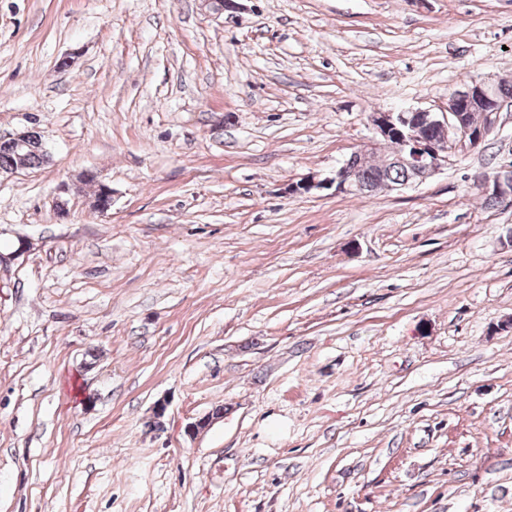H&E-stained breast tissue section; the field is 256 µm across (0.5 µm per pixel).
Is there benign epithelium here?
Segmentation results:
<instances>
[{"mask_svg": "<svg viewBox=\"0 0 512 512\" xmlns=\"http://www.w3.org/2000/svg\"><path fill=\"white\" fill-rule=\"evenodd\" d=\"M512 105V97L503 94L499 86L473 79L448 94L442 112L408 109L401 112H374L370 115L375 138L370 148L353 152L332 177L323 179L307 176L288 184V193L304 194L314 189L336 186V191L369 195L375 191L371 184L359 178L362 164L378 153L385 164H397L408 171L404 182L382 183L385 189H398L426 181L448 166L451 157L481 146L494 127L499 112ZM428 127L432 133L423 136L419 129ZM38 140L37 129L26 127L0 138V145L15 151L17 165L13 170L27 168L23 149ZM481 193L498 207L512 208V161L500 165L492 175L477 179ZM93 208L106 212L112 208V189L99 185Z\"/></svg>", "mask_w": 512, "mask_h": 512, "instance_id": "benign-epithelium-1", "label": "benign epithelium"}]
</instances>
